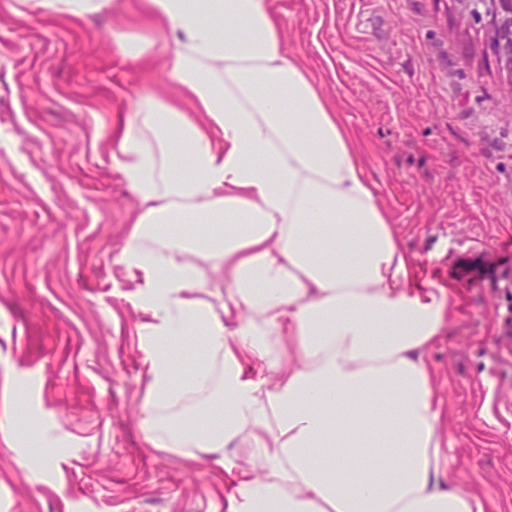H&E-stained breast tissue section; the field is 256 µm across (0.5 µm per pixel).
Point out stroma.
Segmentation results:
<instances>
[{"label":"stroma","mask_w":512,"mask_h":512,"mask_svg":"<svg viewBox=\"0 0 512 512\" xmlns=\"http://www.w3.org/2000/svg\"><path fill=\"white\" fill-rule=\"evenodd\" d=\"M284 49L353 133L412 260L449 295L432 350L448 461L512 512V97L448 0H271ZM154 32L136 0L87 19L0 0V512H226L257 449L149 444L153 353L121 260L141 206L112 129L167 74L121 56ZM227 465H219V457Z\"/></svg>","instance_id":"35a3bbf8"}]
</instances>
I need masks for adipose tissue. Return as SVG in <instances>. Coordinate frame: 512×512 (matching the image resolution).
Here are the masks:
<instances>
[{"label":"adipose tissue","instance_id":"ef3b65f1","mask_svg":"<svg viewBox=\"0 0 512 512\" xmlns=\"http://www.w3.org/2000/svg\"><path fill=\"white\" fill-rule=\"evenodd\" d=\"M123 0H35L44 15ZM173 98L140 97L111 161L142 203L123 251L145 276L158 352L145 403L157 448H258L227 512H486L446 460L431 352L446 299L410 260L354 137L284 50L270 0H140ZM188 221L196 232L169 236ZM223 312L197 298L207 276ZM276 371L269 383L267 371ZM220 401L207 429L177 405ZM229 293L230 289L224 285L223 280L210 275L207 276L206 285L196 293V296L211 304L217 312H221L224 302L228 301Z\"/></svg>","mask_w":512,"mask_h":512}]
</instances>
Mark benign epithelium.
Segmentation results:
<instances>
[{
    "label": "benign epithelium",
    "mask_w": 512,
    "mask_h": 512,
    "mask_svg": "<svg viewBox=\"0 0 512 512\" xmlns=\"http://www.w3.org/2000/svg\"><path fill=\"white\" fill-rule=\"evenodd\" d=\"M452 14L461 37L484 33L482 52L509 75L503 89L512 94V0H454Z\"/></svg>",
    "instance_id": "7a95c632"
}]
</instances>
